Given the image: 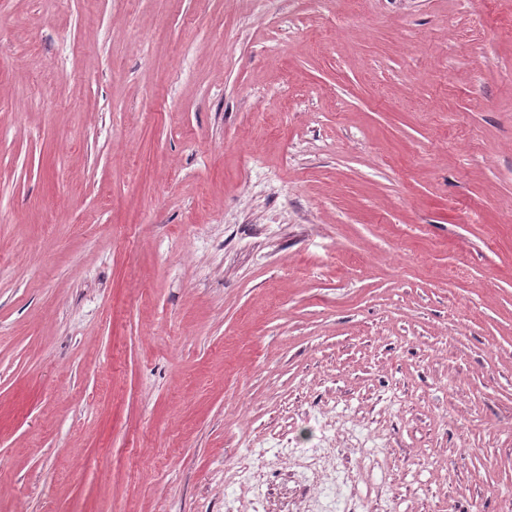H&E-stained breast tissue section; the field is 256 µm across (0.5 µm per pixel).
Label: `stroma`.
<instances>
[{
  "label": "stroma",
  "instance_id": "35a3bbf8",
  "mask_svg": "<svg viewBox=\"0 0 512 512\" xmlns=\"http://www.w3.org/2000/svg\"><path fill=\"white\" fill-rule=\"evenodd\" d=\"M309 457L512 498V0H0V512H320Z\"/></svg>",
  "mask_w": 512,
  "mask_h": 512
}]
</instances>
